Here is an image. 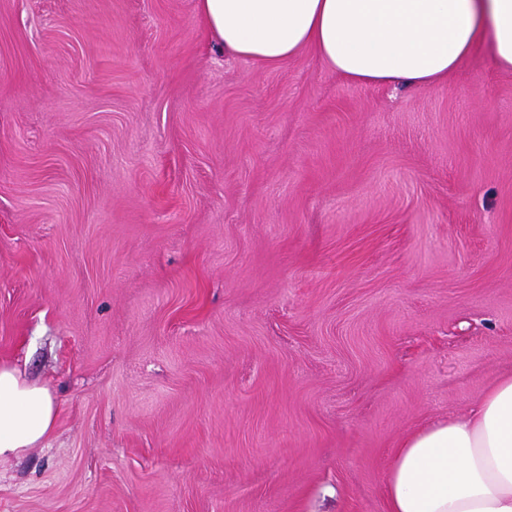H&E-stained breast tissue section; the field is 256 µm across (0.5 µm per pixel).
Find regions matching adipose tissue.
Segmentation results:
<instances>
[{
  "instance_id": "1",
  "label": "adipose tissue",
  "mask_w": 512,
  "mask_h": 512,
  "mask_svg": "<svg viewBox=\"0 0 512 512\" xmlns=\"http://www.w3.org/2000/svg\"><path fill=\"white\" fill-rule=\"evenodd\" d=\"M226 55L268 68L310 51L363 85L426 87L481 47L512 71V0H198ZM45 387L0 364V460L53 433ZM387 512H512V375L494 379L469 415L429 425L397 449Z\"/></svg>"
}]
</instances>
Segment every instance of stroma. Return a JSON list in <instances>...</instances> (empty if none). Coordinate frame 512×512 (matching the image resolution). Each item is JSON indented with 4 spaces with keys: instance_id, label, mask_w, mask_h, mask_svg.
I'll return each mask as SVG.
<instances>
[{
    "instance_id": "35a3bbf8",
    "label": "stroma",
    "mask_w": 512,
    "mask_h": 512,
    "mask_svg": "<svg viewBox=\"0 0 512 512\" xmlns=\"http://www.w3.org/2000/svg\"><path fill=\"white\" fill-rule=\"evenodd\" d=\"M0 512H387L512 375V72L224 55L197 0H0ZM57 421L54 398L11 364H0V460L23 456L44 443Z\"/></svg>"
}]
</instances>
